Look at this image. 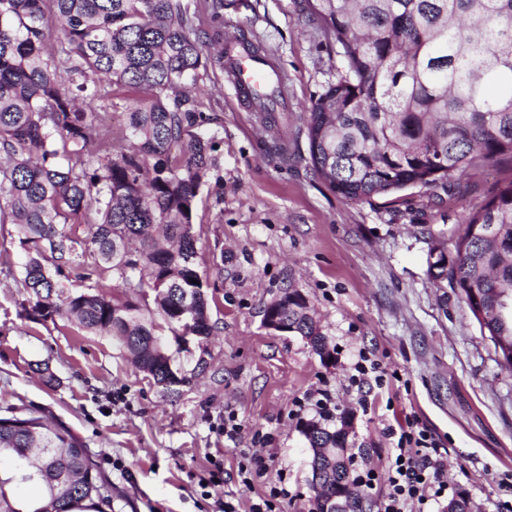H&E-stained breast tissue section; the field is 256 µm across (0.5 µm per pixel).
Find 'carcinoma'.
I'll list each match as a JSON object with an SVG mask.
<instances>
[{
    "instance_id": "carcinoma-1",
    "label": "carcinoma",
    "mask_w": 512,
    "mask_h": 512,
    "mask_svg": "<svg viewBox=\"0 0 512 512\" xmlns=\"http://www.w3.org/2000/svg\"><path fill=\"white\" fill-rule=\"evenodd\" d=\"M334 40L344 72L305 124L314 173L355 200L412 187L451 189L481 163L512 159V0H307ZM59 34L49 50L50 29ZM223 30L196 27L183 0H0V226L25 257L28 318L75 319L108 334L157 384L163 331L197 307L211 336L206 280L190 231L215 167L204 113L183 91L200 67L224 70ZM141 93L123 127L102 132L88 101L112 85ZM76 224L88 227L81 243ZM488 336L512 339L496 289L512 291V180L471 215L448 267ZM66 288L79 292L67 294ZM152 302H147V297ZM154 304L163 323L143 310ZM297 336L320 328L293 307ZM345 501L363 510L348 466ZM29 485L36 497L24 495ZM112 485L68 428L35 412L0 417V512H114Z\"/></svg>"
}]
</instances>
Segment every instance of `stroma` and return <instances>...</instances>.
<instances>
[{
  "label": "stroma",
  "mask_w": 512,
  "mask_h": 512,
  "mask_svg": "<svg viewBox=\"0 0 512 512\" xmlns=\"http://www.w3.org/2000/svg\"><path fill=\"white\" fill-rule=\"evenodd\" d=\"M184 2L198 28H223L268 55L288 96L287 111L261 112L237 99L223 72L200 71L192 84L215 141L193 223L216 330L181 354L190 381L168 392L111 337L27 318L23 254L13 227H0V416L34 409L79 436L112 483L115 512H218L222 501L247 512L278 480L290 491L280 512H315L300 427L316 414L292 410L322 388L337 413L353 415L348 462L385 471L387 427L417 418L448 470L447 498L429 512L462 496L475 512H497L498 481L512 473V371L459 288L430 278L427 254L453 247L469 216L512 181V162L477 166L450 192L346 198L309 162L304 116L342 61L305 0H223L218 12L209 0ZM288 289L308 301L331 361L302 337L264 328L266 305ZM362 351L387 373L366 394L350 379ZM229 413L240 426L232 441L221 429ZM251 455L267 473L247 487L237 472ZM216 460L224 484L205 486Z\"/></svg>",
  "instance_id": "35a3bbf8"
}]
</instances>
